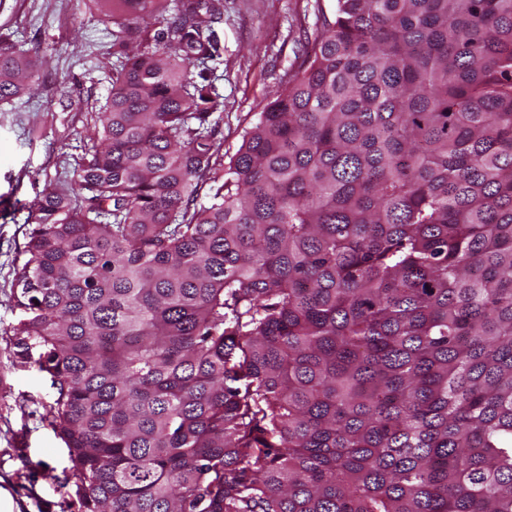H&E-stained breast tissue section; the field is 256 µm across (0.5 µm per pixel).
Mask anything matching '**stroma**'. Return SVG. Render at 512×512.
<instances>
[{
	"label": "stroma",
	"instance_id": "stroma-1",
	"mask_svg": "<svg viewBox=\"0 0 512 512\" xmlns=\"http://www.w3.org/2000/svg\"><path fill=\"white\" fill-rule=\"evenodd\" d=\"M336 0H224L217 85L224 112L214 139L232 157L333 18ZM95 0H0V41L40 55L42 92L0 103V512H80L77 478L51 425V380L26 361L16 273L28 258L25 218L46 187L71 185L112 74V37Z\"/></svg>",
	"mask_w": 512,
	"mask_h": 512
}]
</instances>
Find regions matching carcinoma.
Wrapping results in <instances>:
<instances>
[{
  "label": "carcinoma",
  "instance_id": "1",
  "mask_svg": "<svg viewBox=\"0 0 512 512\" xmlns=\"http://www.w3.org/2000/svg\"><path fill=\"white\" fill-rule=\"evenodd\" d=\"M223 18L103 4L97 141L27 218L83 512H512V0H337L225 164ZM41 66L0 43V102Z\"/></svg>",
  "mask_w": 512,
  "mask_h": 512
}]
</instances>
